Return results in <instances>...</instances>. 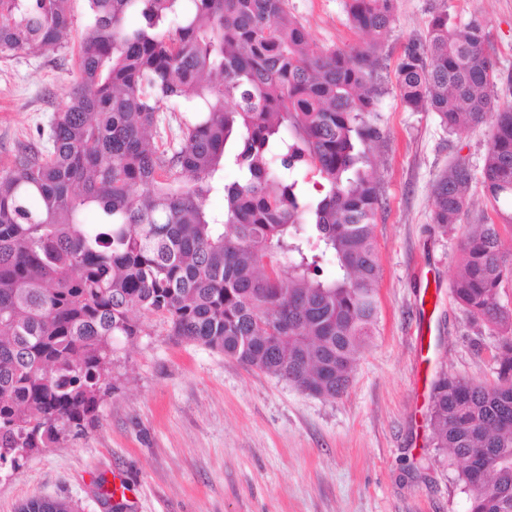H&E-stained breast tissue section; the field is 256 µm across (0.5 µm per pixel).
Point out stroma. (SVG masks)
I'll use <instances>...</instances> for the list:
<instances>
[{"label":"stroma","instance_id":"obj_1","mask_svg":"<svg viewBox=\"0 0 512 512\" xmlns=\"http://www.w3.org/2000/svg\"><path fill=\"white\" fill-rule=\"evenodd\" d=\"M443 6L454 25L480 20L487 51L512 72V0H396L383 62L395 65ZM288 10L320 45L355 50L366 41L343 0H288ZM77 56L74 42L0 56V168L63 106ZM371 120L383 131L367 167L382 197L380 318L348 391L311 396L151 318L134 342L117 343L97 423L0 476V512L33 497L112 512L100 485L116 475L129 487L123 512H468L455 468L431 440V380L441 369L495 383V338L452 297L461 234L433 223V185L458 157L480 171L490 128L448 133L392 87ZM421 327L431 330L423 349Z\"/></svg>","mask_w":512,"mask_h":512}]
</instances>
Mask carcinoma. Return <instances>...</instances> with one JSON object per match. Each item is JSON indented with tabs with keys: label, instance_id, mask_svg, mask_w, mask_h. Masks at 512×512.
Masks as SVG:
<instances>
[{
	"label": "carcinoma",
	"instance_id": "carcinoma-1",
	"mask_svg": "<svg viewBox=\"0 0 512 512\" xmlns=\"http://www.w3.org/2000/svg\"><path fill=\"white\" fill-rule=\"evenodd\" d=\"M71 0H0V54L65 48ZM68 100L0 169V472L98 419L118 337L151 316L312 395L336 398L376 335L378 183L361 146L382 94L379 50L396 0H344L370 41L313 42L287 0H86ZM482 23L447 6L394 69L403 104L450 133L491 126L480 185L495 217L462 232L455 302L497 335V381L435 373L429 425L459 466L469 512H512V105ZM173 141L156 142L164 113ZM231 167L237 177L224 179ZM310 171L317 195L296 174ZM474 174L434 186L454 229ZM221 194L224 209H209ZM19 512H71L34 498Z\"/></svg>",
	"mask_w": 512,
	"mask_h": 512
}]
</instances>
